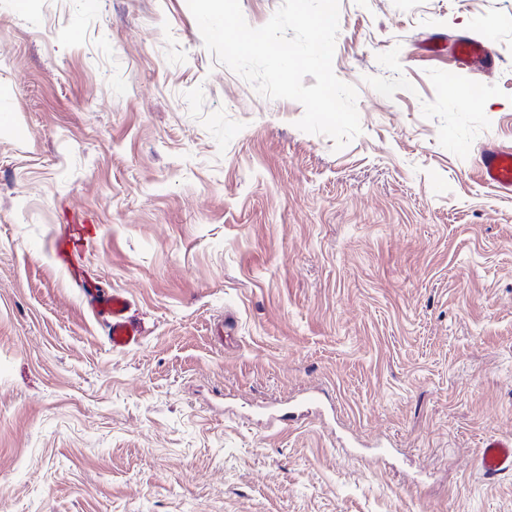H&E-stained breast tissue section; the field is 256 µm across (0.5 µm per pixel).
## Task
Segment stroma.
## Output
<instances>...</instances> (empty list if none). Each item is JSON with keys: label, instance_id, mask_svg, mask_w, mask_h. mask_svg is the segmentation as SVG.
Listing matches in <instances>:
<instances>
[{"label": "stroma", "instance_id": "obj_1", "mask_svg": "<svg viewBox=\"0 0 512 512\" xmlns=\"http://www.w3.org/2000/svg\"><path fill=\"white\" fill-rule=\"evenodd\" d=\"M465 33L495 72L418 49ZM333 70L341 149L187 0H0V512H512L479 465L512 436V195L478 171L512 0H340ZM74 213L131 347L56 259ZM100 310L96 314L105 317L108 323L107 338L113 348H125L135 343V335L129 327L127 299L120 293L92 296Z\"/></svg>", "mask_w": 512, "mask_h": 512}]
</instances>
